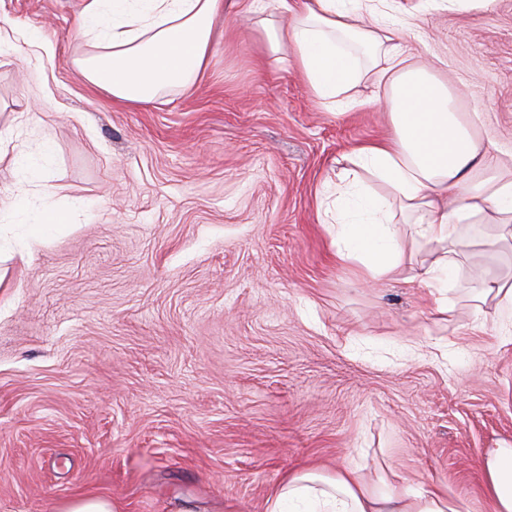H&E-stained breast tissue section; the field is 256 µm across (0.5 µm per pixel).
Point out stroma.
Instances as JSON below:
<instances>
[{
  "label": "stroma",
  "mask_w": 512,
  "mask_h": 512,
  "mask_svg": "<svg viewBox=\"0 0 512 512\" xmlns=\"http://www.w3.org/2000/svg\"><path fill=\"white\" fill-rule=\"evenodd\" d=\"M403 2L419 11L406 45L486 149H511L512 0ZM78 4L0 0V194L17 147L48 136L54 182L106 203L32 262L0 263V512L88 496L259 512L288 470L352 462L486 512L480 458L512 445V343L475 289L512 252L473 248L434 297L364 281L318 207L338 159L388 132L384 109L320 104L261 62L243 18L197 87L114 103L74 66Z\"/></svg>",
  "instance_id": "obj_1"
}]
</instances>
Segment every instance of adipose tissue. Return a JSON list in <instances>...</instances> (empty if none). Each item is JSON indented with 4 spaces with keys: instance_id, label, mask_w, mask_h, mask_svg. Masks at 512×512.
Here are the masks:
<instances>
[{
    "instance_id": "obj_1",
    "label": "adipose tissue",
    "mask_w": 512,
    "mask_h": 512,
    "mask_svg": "<svg viewBox=\"0 0 512 512\" xmlns=\"http://www.w3.org/2000/svg\"><path fill=\"white\" fill-rule=\"evenodd\" d=\"M366 0H83L77 32L89 47L75 62L90 85L126 105L150 104L194 87L212 59L215 23L236 8L261 28L266 57L293 63L321 104L351 111L385 104L388 136L355 147L337 175L325 223L336 257L362 277H386L433 288L446 283L454 259L420 263L423 244L451 242L456 253L477 245L462 224H492L489 246L512 243V149H483L455 110V98L403 44L410 20L391 19L396 0L372 22L356 18ZM294 13L292 26L269 10ZM370 83L363 98L352 88ZM17 188L0 201V257L31 261L59 224L79 223L93 205H59L47 173L55 163L50 140L16 156ZM482 181H475V174ZM489 512H512V445L487 449L480 461ZM261 512H470L447 487L409 485L398 473L369 481L360 466L326 473L289 471Z\"/></svg>"
}]
</instances>
